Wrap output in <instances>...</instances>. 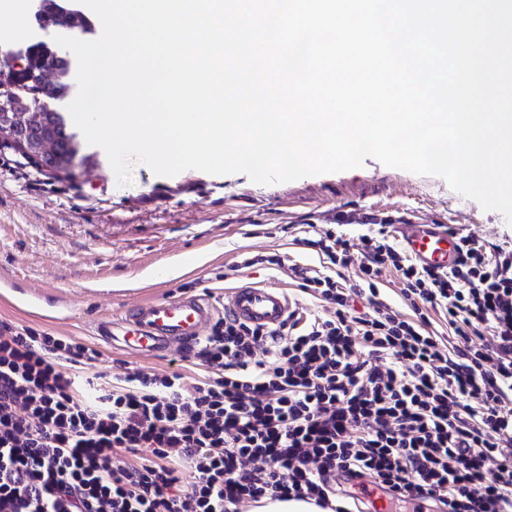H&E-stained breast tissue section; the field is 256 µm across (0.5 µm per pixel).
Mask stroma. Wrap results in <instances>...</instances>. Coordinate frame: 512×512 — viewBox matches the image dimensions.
Returning <instances> with one entry per match:
<instances>
[{
  "mask_svg": "<svg viewBox=\"0 0 512 512\" xmlns=\"http://www.w3.org/2000/svg\"><path fill=\"white\" fill-rule=\"evenodd\" d=\"M90 151L95 175L78 168L66 176L0 144V322L95 346L101 356L92 371H79L82 379L168 369V358L136 357L96 334L99 320L155 297L207 296L219 319L231 288L272 284L304 312H317L289 265L318 266L316 251L303 244L317 233L354 243L377 233L371 216L387 220L393 243L401 225L447 224L486 248L512 247V224L501 213L483 210L442 177L372 157L357 168L267 186L243 174L159 176L135 160L121 186L105 151ZM273 254L283 266L240 265ZM231 266L236 274L225 276Z\"/></svg>",
  "mask_w": 512,
  "mask_h": 512,
  "instance_id": "1",
  "label": "stroma"
}]
</instances>
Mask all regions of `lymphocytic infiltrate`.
<instances>
[{"instance_id": "f902f5d3", "label": "lymphocytic infiltrate", "mask_w": 512, "mask_h": 512, "mask_svg": "<svg viewBox=\"0 0 512 512\" xmlns=\"http://www.w3.org/2000/svg\"><path fill=\"white\" fill-rule=\"evenodd\" d=\"M451 271L386 237L327 231L292 265L327 317L218 319L162 373L88 395L93 346L0 336V512H232L241 499L371 508L376 489L439 512H512V249L460 239ZM358 267L348 283L343 271ZM394 272L412 314L378 283ZM203 367L188 385L184 363ZM154 459L136 461L139 449Z\"/></svg>"}]
</instances>
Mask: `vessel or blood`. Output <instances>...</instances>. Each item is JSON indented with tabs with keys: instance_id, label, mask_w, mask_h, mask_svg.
Masks as SVG:
<instances>
[{
	"instance_id": "vessel-or-blood-1",
	"label": "vessel or blood",
	"mask_w": 512,
	"mask_h": 512,
	"mask_svg": "<svg viewBox=\"0 0 512 512\" xmlns=\"http://www.w3.org/2000/svg\"><path fill=\"white\" fill-rule=\"evenodd\" d=\"M404 251L420 265L453 270L459 261V236L447 224H408L401 230ZM294 307L280 288L243 285L233 290L228 313L237 320L263 328L282 324ZM214 308L206 297H157L101 323V336L122 344L130 354L156 356L174 346L189 348L202 336Z\"/></svg>"
}]
</instances>
